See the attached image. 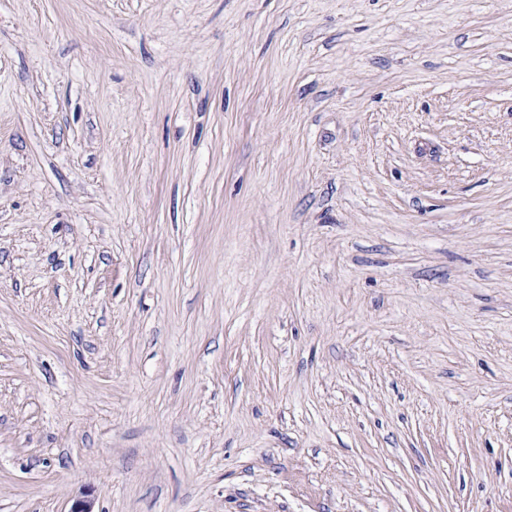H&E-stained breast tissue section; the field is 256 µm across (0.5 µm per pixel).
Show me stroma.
I'll use <instances>...</instances> for the list:
<instances>
[{
    "label": "stroma",
    "instance_id": "1",
    "mask_svg": "<svg viewBox=\"0 0 512 512\" xmlns=\"http://www.w3.org/2000/svg\"><path fill=\"white\" fill-rule=\"evenodd\" d=\"M512 512V0H0V512Z\"/></svg>",
    "mask_w": 512,
    "mask_h": 512
}]
</instances>
